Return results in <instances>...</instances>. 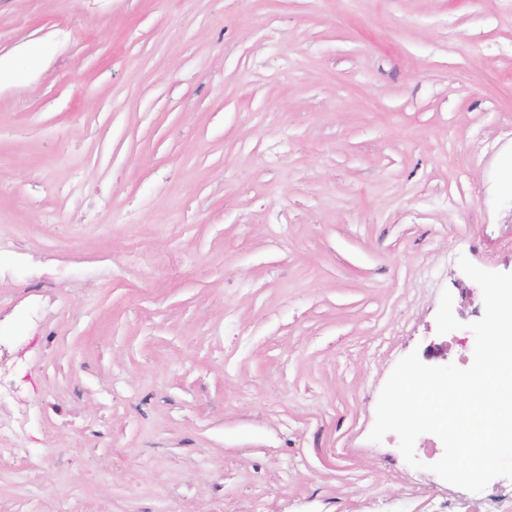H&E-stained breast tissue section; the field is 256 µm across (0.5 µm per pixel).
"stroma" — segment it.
Here are the masks:
<instances>
[{"mask_svg": "<svg viewBox=\"0 0 512 512\" xmlns=\"http://www.w3.org/2000/svg\"><path fill=\"white\" fill-rule=\"evenodd\" d=\"M44 60L30 66L27 52ZM0 341L31 512H498L369 441L512 273V0H0ZM461 329L441 335L442 290ZM43 302L41 323L27 313ZM15 348L2 345L0 342V402L15 393L16 387L9 378L10 359Z\"/></svg>", "mask_w": 512, "mask_h": 512, "instance_id": "stroma-1", "label": "stroma"}]
</instances>
